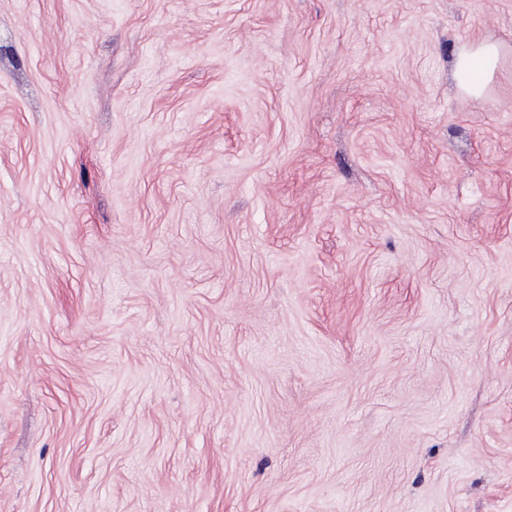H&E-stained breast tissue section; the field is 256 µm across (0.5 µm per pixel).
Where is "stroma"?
I'll return each mask as SVG.
<instances>
[{
	"instance_id": "obj_1",
	"label": "stroma",
	"mask_w": 512,
	"mask_h": 512,
	"mask_svg": "<svg viewBox=\"0 0 512 512\" xmlns=\"http://www.w3.org/2000/svg\"><path fill=\"white\" fill-rule=\"evenodd\" d=\"M0 512H512V0H0ZM498 52V45L490 42L463 46L459 50L456 67L463 78V91L472 96L482 94L492 74Z\"/></svg>"
}]
</instances>
